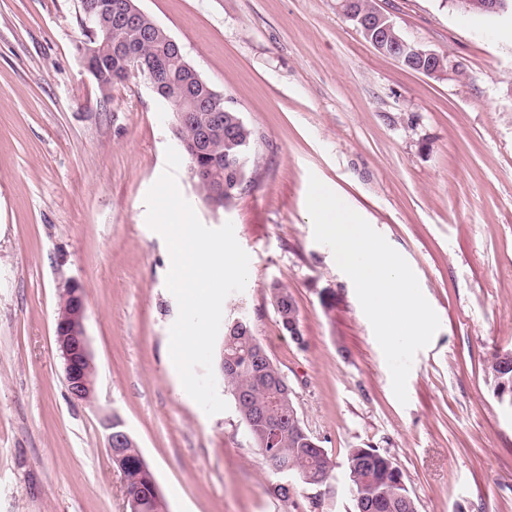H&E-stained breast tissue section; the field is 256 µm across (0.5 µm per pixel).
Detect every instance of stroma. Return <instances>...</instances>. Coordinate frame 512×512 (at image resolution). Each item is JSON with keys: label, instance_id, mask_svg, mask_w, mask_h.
Masks as SVG:
<instances>
[{"label": "stroma", "instance_id": "stroma-1", "mask_svg": "<svg viewBox=\"0 0 512 512\" xmlns=\"http://www.w3.org/2000/svg\"><path fill=\"white\" fill-rule=\"evenodd\" d=\"M376 2L456 70L379 53L338 0H138L256 133L251 189L232 207L204 200L188 163L175 178L205 226L232 222L249 275L223 317L250 321L335 464L287 505L235 407L206 415L170 357L179 308L146 195L176 143L171 112L135 77L101 97L76 50L81 0H0V512H126L113 417L167 512H353L347 451L365 444L397 463L417 512H512V401L486 372L512 351V41L499 37L512 25L451 0ZM313 175L407 260L439 317L407 404L314 239ZM275 281L304 345L279 326ZM67 285L86 294L93 409L71 398L54 340ZM269 299L281 329L298 345H302L304 343L302 332L297 336L299 329L293 330L294 326L300 327L298 305L288 287L279 283H272L269 287ZM293 331L295 336H293Z\"/></svg>", "mask_w": 512, "mask_h": 512}]
</instances>
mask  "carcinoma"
<instances>
[{"mask_svg":"<svg viewBox=\"0 0 512 512\" xmlns=\"http://www.w3.org/2000/svg\"><path fill=\"white\" fill-rule=\"evenodd\" d=\"M121 0H108L107 11L92 22L81 16L83 42L99 46L105 30L112 25L115 6ZM169 33L149 16L126 29L125 43L142 58L154 61L167 52ZM101 79L108 87L124 80L104 53L96 58ZM172 114L187 109L186 99L195 87L191 72L175 61L169 64ZM209 113L198 112L195 119L181 123L173 118L174 132L188 142L194 141L199 129L206 125ZM255 133L239 113L224 108V126L214 134L209 154L200 163L211 168L213 182L224 186L222 207L227 208L245 193L249 164ZM269 299L281 329L301 345L304 336L293 335V328L300 325L298 305L288 287L273 283ZM264 347L254 335L251 324L229 322L224 326V359L231 368L224 373V385L230 391L237 413L247 427L258 451L266 459H273L287 474L307 485L324 480L332 474L334 465L326 449L313 437L303 421L288 388V381L269 355L259 357ZM496 389L507 383L512 387V352L497 353L488 365ZM271 412L270 419L282 423V429L273 433L267 423L254 418L258 410ZM348 480L359 494L353 500L354 512H417L415 501L405 483L403 473L388 455L370 446L350 448L347 454ZM112 464L123 478L128 493L134 495L136 512H159L160 496L154 485L153 475L144 461L136 441L125 440L119 453L112 457Z\"/></svg>","mask_w":512,"mask_h":512,"instance_id":"obj_1","label":"carcinoma"}]
</instances>
